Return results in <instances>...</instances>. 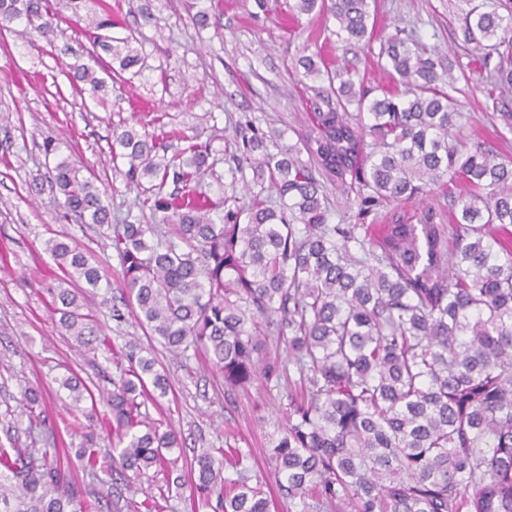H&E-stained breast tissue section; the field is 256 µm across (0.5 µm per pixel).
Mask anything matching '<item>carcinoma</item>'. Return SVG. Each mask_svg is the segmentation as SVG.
Segmentation results:
<instances>
[{
	"mask_svg": "<svg viewBox=\"0 0 512 512\" xmlns=\"http://www.w3.org/2000/svg\"><path fill=\"white\" fill-rule=\"evenodd\" d=\"M62 2L70 21L85 20L83 0ZM288 12L332 19L336 37L370 49L369 0H292ZM59 14L49 0H0V32L18 23L49 41ZM85 21L120 70L143 66L133 35L105 34L111 11ZM461 35L482 68L497 59L492 89L512 87V11L476 5ZM378 56L391 84L376 90L347 67L300 57L312 92L302 145L272 153L262 136L243 139L236 171L251 170L276 206L258 196L232 206L222 191L197 192L207 179L222 184L207 146L190 138L170 155L155 133L124 126L113 167L126 166L140 210L167 229L115 225L120 288L145 334L175 355L202 352L228 389L294 370L300 397L290 401L269 459L279 495L297 512H512V164L483 141L465 152L449 144L462 115L446 90L453 76L438 71L432 53L396 33ZM68 80L92 96L104 84L86 64L72 66ZM318 174L370 191L364 205L421 201L457 176L469 188L450 224L431 205L413 224H330ZM46 181L64 215L101 226L119 220L83 167L62 159ZM46 250L63 273L47 286L59 327L90 345L98 327L81 312L79 294L96 293L101 268L69 237L49 240ZM125 359L112 388L99 389L112 423L90 424L112 427L113 468H155L180 487L176 460L167 457L181 447L178 433L141 411L166 396L167 376L150 351ZM60 386L76 408L92 397L76 377ZM24 399L31 430L45 422L41 395L29 388ZM68 454L0 443V512H91L61 464ZM78 457L85 470L101 467L95 448L78 449ZM188 469L201 503L271 512L242 451L224 460L204 450Z\"/></svg>",
	"mask_w": 512,
	"mask_h": 512,
	"instance_id": "obj_1",
	"label": "carcinoma"
}]
</instances>
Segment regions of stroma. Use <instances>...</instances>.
Wrapping results in <instances>:
<instances>
[{
	"label": "stroma",
	"mask_w": 512,
	"mask_h": 512,
	"mask_svg": "<svg viewBox=\"0 0 512 512\" xmlns=\"http://www.w3.org/2000/svg\"><path fill=\"white\" fill-rule=\"evenodd\" d=\"M478 0H371L373 40L381 42L404 29L428 48L454 62L449 92L464 115L458 147L481 136L499 161H512V133L488 98L486 70L470 66L461 41L465 12ZM108 4L116 36L134 34L147 64L142 74L104 72L105 88L97 97L80 95L67 74L75 62L89 61L94 46L88 32L60 18L53 41L0 34V441L8 424L19 427V448L75 449L83 441L89 411L106 413L102 402L72 407L60 379L73 375L90 390L105 378H118L129 345L154 348L170 390L158 403L147 404L151 420L174 428L183 446L178 469L201 449L219 453L231 446L249 453L253 480L275 492L269 450L285 424L291 400L287 381H256L247 390L226 391L222 375L193 352L175 356L155 346L132 316L112 318L122 306L115 283L121 273L112 248L111 230L64 219L50 187L34 190L32 181L45 174L55 158L86 166L106 189L113 212L136 223L137 189L112 167L113 132L130 124L161 131L168 151L185 138L209 144L216 169L224 175V194L247 201L248 183L235 170L229 147L255 134L283 144L296 143L308 126V92L294 66L298 57L320 54L333 65H352L360 81L383 86L390 78L376 54L347 52L322 17H288L285 0H221L207 27L193 19L196 0H89L88 11ZM58 147L55 158L43 151L45 139ZM329 221L333 224H387L392 217L412 216L417 202L386 200L362 209L356 194L328 184ZM65 235L86 250L113 281L86 299L84 310L99 322L108 347L77 346L60 335L57 314L46 291L58 269L45 251L47 240ZM42 395L46 425L27 432L18 418L26 389ZM71 480L85 489L88 503L112 512V493L122 490V512H146L154 500L159 512H210L199 507L190 487L167 489L164 473L151 470L114 477L110 468L86 473L77 459L66 465Z\"/></svg>",
	"instance_id": "stroma-1"
}]
</instances>
